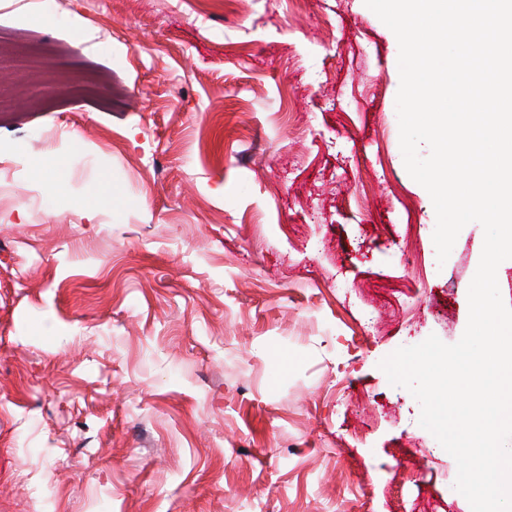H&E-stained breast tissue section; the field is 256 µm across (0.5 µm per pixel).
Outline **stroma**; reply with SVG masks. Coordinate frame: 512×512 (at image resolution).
Instances as JSON below:
<instances>
[{"instance_id": "35a3bbf8", "label": "stroma", "mask_w": 512, "mask_h": 512, "mask_svg": "<svg viewBox=\"0 0 512 512\" xmlns=\"http://www.w3.org/2000/svg\"><path fill=\"white\" fill-rule=\"evenodd\" d=\"M172 2L0 0L70 45L0 66V512H471L378 367L460 340L484 240L437 262L396 36Z\"/></svg>"}]
</instances>
